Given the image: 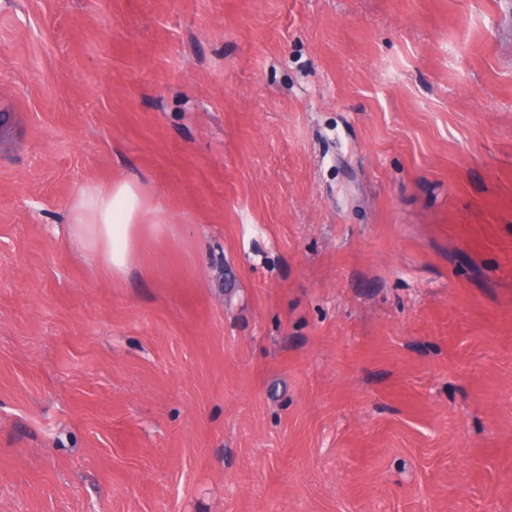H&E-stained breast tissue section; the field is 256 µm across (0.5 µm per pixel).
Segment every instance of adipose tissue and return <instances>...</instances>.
I'll return each instance as SVG.
<instances>
[{"instance_id":"ef3b65f1","label":"adipose tissue","mask_w":512,"mask_h":512,"mask_svg":"<svg viewBox=\"0 0 512 512\" xmlns=\"http://www.w3.org/2000/svg\"><path fill=\"white\" fill-rule=\"evenodd\" d=\"M145 201L140 184L129 180L80 189L69 235L90 268L115 281L127 275L139 253Z\"/></svg>"}]
</instances>
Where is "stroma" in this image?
<instances>
[{
    "instance_id": "35a3bbf8",
    "label": "stroma",
    "mask_w": 512,
    "mask_h": 512,
    "mask_svg": "<svg viewBox=\"0 0 512 512\" xmlns=\"http://www.w3.org/2000/svg\"><path fill=\"white\" fill-rule=\"evenodd\" d=\"M1 112L0 512H512V0H0ZM145 193L140 184L118 180L80 189L71 210L69 235L93 270L119 281L140 248Z\"/></svg>"
}]
</instances>
